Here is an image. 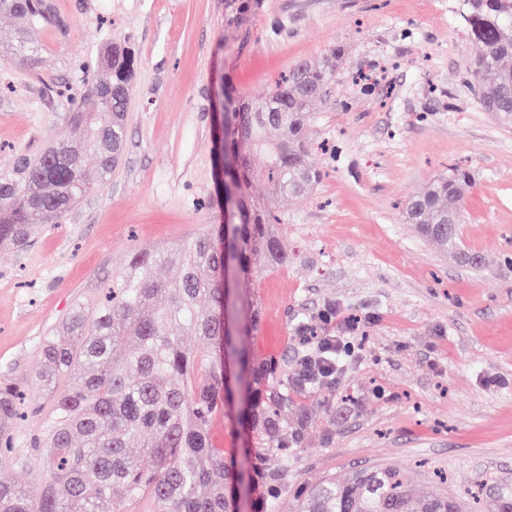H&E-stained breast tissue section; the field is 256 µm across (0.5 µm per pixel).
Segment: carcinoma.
Listing matches in <instances>:
<instances>
[{
    "instance_id": "1",
    "label": "carcinoma",
    "mask_w": 512,
    "mask_h": 512,
    "mask_svg": "<svg viewBox=\"0 0 512 512\" xmlns=\"http://www.w3.org/2000/svg\"><path fill=\"white\" fill-rule=\"evenodd\" d=\"M26 19L35 28L54 23L46 0H0V13ZM464 20L474 52L469 70L484 108L512 125V0H467ZM98 70L84 94L96 112L79 106L66 113L64 128L38 155L19 153L0 170V249L22 250L56 223L87 192L102 184L122 156L135 55L124 42L98 51ZM335 81L334 69L302 62L272 91L258 99L233 98V161L224 182L242 199L239 242L233 257L239 275L253 279L288 264L281 234L288 211L250 188L256 174L248 163L263 152L261 177L283 200L309 193L320 172L307 161L306 130L312 104ZM279 137L270 140L269 130ZM94 153L95 171L84 151ZM472 187L471 174L454 170L412 197L405 219L421 236L463 262L461 206ZM262 254L261 269L251 256ZM224 228L216 225L172 248L131 253L112 285L99 286L78 302L61 325L41 337L36 385L52 412L46 436L17 451L23 437L24 393L0 382V467L33 469L35 494L0 478V512H117V498L151 499L156 512H238L235 486L244 478L224 449L212 443L211 425L224 413L231 383L244 381L248 410L243 422L265 457L288 459L309 415L288 422L292 394L314 389L292 380L274 357L235 356L239 372L226 375L224 336ZM497 512H512V483L481 477ZM283 484L270 481L266 510L277 512ZM295 512H462L461 503L438 493L416 496L403 472L377 467L349 479L327 478L296 492Z\"/></svg>"
}]
</instances>
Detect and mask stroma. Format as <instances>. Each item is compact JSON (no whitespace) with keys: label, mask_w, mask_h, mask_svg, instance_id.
I'll return each instance as SVG.
<instances>
[{"label":"stroma","mask_w":512,"mask_h":512,"mask_svg":"<svg viewBox=\"0 0 512 512\" xmlns=\"http://www.w3.org/2000/svg\"><path fill=\"white\" fill-rule=\"evenodd\" d=\"M57 24L32 55L0 54V169L37 152L80 105L85 65L109 39L136 74L122 161L38 242L0 251V381L26 388L38 340L134 251L175 246L224 221L216 188L224 91L260 98L304 61L336 51V81L313 106L310 162L321 179L289 200L291 260L243 283L261 322L249 354L299 370L309 324L346 338L335 383L305 393L312 422L287 461L258 458L236 389L212 426L252 476V512L281 474L278 512L299 487L390 465L412 492L465 495L481 476L512 480V125L481 107L463 0H49ZM473 178L458 263L403 217L451 166ZM331 313L322 324V313Z\"/></svg>","instance_id":"stroma-1"}]
</instances>
